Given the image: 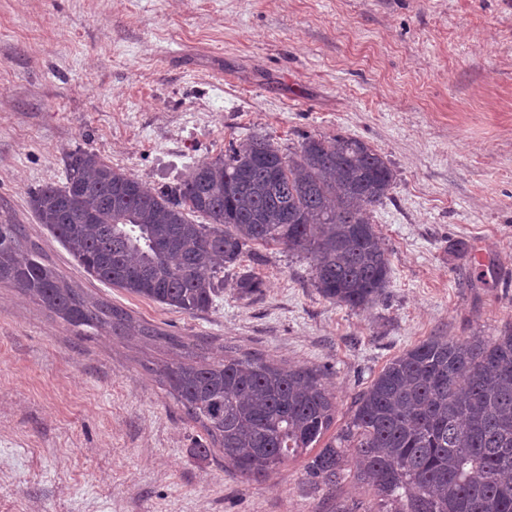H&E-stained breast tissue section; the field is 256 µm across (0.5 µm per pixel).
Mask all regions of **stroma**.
<instances>
[{"label": "stroma", "instance_id": "35a3bbf8", "mask_svg": "<svg viewBox=\"0 0 512 512\" xmlns=\"http://www.w3.org/2000/svg\"><path fill=\"white\" fill-rule=\"evenodd\" d=\"M361 139L393 188L372 213L384 295L322 298L306 254L252 245L196 314L99 282L39 224L32 191L93 150L148 187L250 138ZM0 218L91 298L207 359L321 371L334 428L385 364L433 337L512 330V0H0ZM259 277L241 295L240 276ZM172 352L85 339L0 284V512H369L370 487L317 484L311 453L246 479L155 373Z\"/></svg>", "mask_w": 512, "mask_h": 512}]
</instances>
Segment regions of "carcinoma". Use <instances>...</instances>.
I'll use <instances>...</instances> for the list:
<instances>
[{
	"label": "carcinoma",
	"mask_w": 512,
	"mask_h": 512,
	"mask_svg": "<svg viewBox=\"0 0 512 512\" xmlns=\"http://www.w3.org/2000/svg\"><path fill=\"white\" fill-rule=\"evenodd\" d=\"M395 182L366 142L306 135L286 156L264 137L194 164L150 189L97 153L65 160V183L30 194L43 224L96 280L189 314L208 310L224 268L254 244L309 256L326 300L366 309L385 293L390 260L371 210ZM199 214L208 220L196 224ZM35 299L81 336L179 338L90 299L0 223V283ZM160 380L206 443L242 476H265L314 448L336 414L322 373L251 356L173 360ZM378 499L371 512H512V332L490 341L430 337L390 360L354 399L345 426L307 466L331 487L346 458Z\"/></svg>",
	"instance_id": "cac0c4a2"
}]
</instances>
